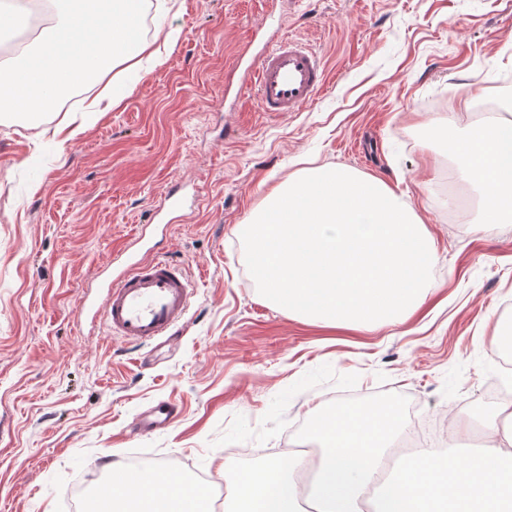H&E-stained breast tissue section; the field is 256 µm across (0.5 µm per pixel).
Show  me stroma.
Returning a JSON list of instances; mask_svg holds the SVG:
<instances>
[{
    "label": "stroma",
    "instance_id": "1",
    "mask_svg": "<svg viewBox=\"0 0 512 512\" xmlns=\"http://www.w3.org/2000/svg\"><path fill=\"white\" fill-rule=\"evenodd\" d=\"M159 21L177 36L163 65L77 138L52 136L54 116L0 121V512H77L89 476L116 460L252 474L341 399L414 402L442 448L453 414L497 404L512 223H475L466 190L449 191L434 125L464 88L482 111L512 99V0H147L140 38ZM286 34L321 54L327 81L301 111L267 113L230 82ZM326 164L404 195L434 239L426 299L403 323L323 326L257 290L236 225ZM171 186L195 206L150 223ZM123 248L191 278L175 344L135 346L82 313ZM161 403L174 425L133 432Z\"/></svg>",
    "mask_w": 512,
    "mask_h": 512
}]
</instances>
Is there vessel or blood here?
<instances>
[{
    "label": "vessel or blood",
    "mask_w": 512,
    "mask_h": 512,
    "mask_svg": "<svg viewBox=\"0 0 512 512\" xmlns=\"http://www.w3.org/2000/svg\"><path fill=\"white\" fill-rule=\"evenodd\" d=\"M326 81L323 60L291 38H280L243 70L238 85L254 89L263 111L297 112ZM191 289L179 265L158 255L129 257L102 286V314L114 335L143 344L169 341L188 322ZM174 418L168 406H156L138 422L150 432Z\"/></svg>",
    "instance_id": "1"
}]
</instances>
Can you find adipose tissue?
<instances>
[{"label":"adipose tissue","instance_id":"obj_1","mask_svg":"<svg viewBox=\"0 0 512 512\" xmlns=\"http://www.w3.org/2000/svg\"><path fill=\"white\" fill-rule=\"evenodd\" d=\"M37 33L21 52H0V120L15 114H57L64 91L94 83L86 104L99 112L118 104L116 68L160 64L163 47L138 32L144 0H0V21H31ZM448 159L478 199L482 224L512 223V101L497 112L463 111L437 125ZM512 401L496 406L481 425L484 446L467 455L423 448L386 473L391 443L403 428L398 413L325 407L310 435L314 455L285 453L283 461L242 475L225 468L224 512H512ZM112 464L113 512H208L193 486Z\"/></svg>","mask_w":512,"mask_h":512}]
</instances>
